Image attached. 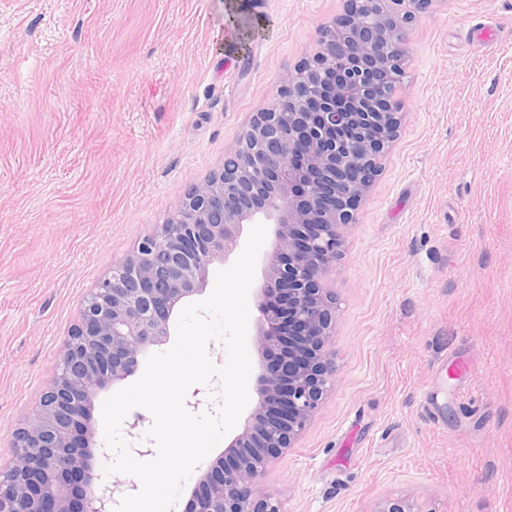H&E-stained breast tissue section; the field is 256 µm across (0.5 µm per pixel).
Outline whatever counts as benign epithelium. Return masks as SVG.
<instances>
[{"label": "benign epithelium", "mask_w": 512, "mask_h": 512, "mask_svg": "<svg viewBox=\"0 0 512 512\" xmlns=\"http://www.w3.org/2000/svg\"><path fill=\"white\" fill-rule=\"evenodd\" d=\"M432 2L346 0L222 168L91 290L49 387L14 435L0 512H112L116 487L102 480L92 451L95 399L167 341L178 307L202 292L215 261L236 252L244 226L257 223L274 225L256 294L257 401L183 512H282L255 479L294 447L334 385L336 296L324 280L398 132L401 101L381 88L403 60L402 29ZM373 512L424 510L385 497Z\"/></svg>", "instance_id": "obj_1"}]
</instances>
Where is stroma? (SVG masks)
I'll return each mask as SVG.
<instances>
[{
  "label": "stroma",
  "mask_w": 512,
  "mask_h": 512,
  "mask_svg": "<svg viewBox=\"0 0 512 512\" xmlns=\"http://www.w3.org/2000/svg\"><path fill=\"white\" fill-rule=\"evenodd\" d=\"M345 8L0 0V468L90 289ZM402 47L397 137L329 280L334 386L256 482L282 512H512V0H433Z\"/></svg>",
  "instance_id": "obj_1"
}]
</instances>
